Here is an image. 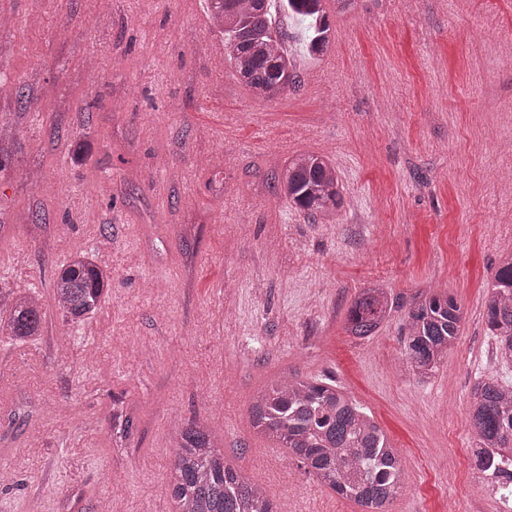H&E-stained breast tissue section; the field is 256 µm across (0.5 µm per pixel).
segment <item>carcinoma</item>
<instances>
[{"instance_id":"cac0c4a2","label":"carcinoma","mask_w":512,"mask_h":512,"mask_svg":"<svg viewBox=\"0 0 512 512\" xmlns=\"http://www.w3.org/2000/svg\"><path fill=\"white\" fill-rule=\"evenodd\" d=\"M211 19L224 34L228 60L250 94L274 100L295 87L271 0H208ZM328 0H281L303 25L308 55L328 50ZM280 193L314 220L329 222L345 206L336 168L328 158L304 153L288 162ZM111 272L76 248L58 270L54 303L63 319L81 322L108 297ZM397 308L385 289L366 288L347 317L349 335L368 339ZM488 330L503 363L512 364V257L494 277L485 305ZM462 311L448 293H432L410 304L402 319L403 363L419 379L434 375L459 336ZM43 306L31 293L0 287V333L16 341L41 336ZM252 428L288 449L298 467L339 496L371 512H387L404 484L398 450L363 408L331 382L300 377L273 381L249 409ZM468 425L476 463L486 464L489 448H512V385L489 376L471 391ZM136 430L134 414L112 410V442L122 448ZM174 463L167 492L181 512H288L265 490L229 465L209 428L198 422L176 425Z\"/></svg>"}]
</instances>
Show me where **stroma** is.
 <instances>
[{"mask_svg": "<svg viewBox=\"0 0 512 512\" xmlns=\"http://www.w3.org/2000/svg\"><path fill=\"white\" fill-rule=\"evenodd\" d=\"M273 20L297 86L263 101L217 52L206 0H0V285L47 303L38 340L0 334V512H174L172 428L189 421L273 501L362 512L253 431L254 397L292 376L333 379L398 448L390 512H496L459 488L473 386L512 383L485 322L512 256V0H354L321 60ZM305 152L335 164L361 223L278 193ZM77 244L112 272L82 324L49 304ZM376 283L460 303L430 379L399 369L401 313L345 332ZM116 395L137 414L123 449Z\"/></svg>", "mask_w": 512, "mask_h": 512, "instance_id": "35a3bbf8", "label": "stroma"}]
</instances>
